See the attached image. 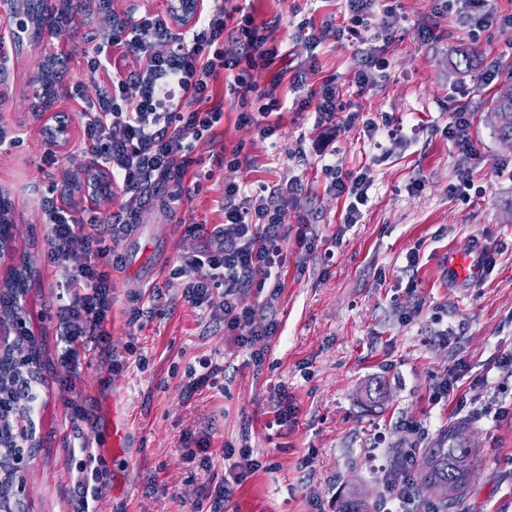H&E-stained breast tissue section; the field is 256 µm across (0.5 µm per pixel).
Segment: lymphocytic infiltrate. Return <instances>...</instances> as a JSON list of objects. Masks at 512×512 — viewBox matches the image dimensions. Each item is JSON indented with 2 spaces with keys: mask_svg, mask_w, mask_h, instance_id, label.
Returning a JSON list of instances; mask_svg holds the SVG:
<instances>
[{
  "mask_svg": "<svg viewBox=\"0 0 512 512\" xmlns=\"http://www.w3.org/2000/svg\"><path fill=\"white\" fill-rule=\"evenodd\" d=\"M228 38L237 45L235 54L224 52ZM116 46L137 61L129 75L112 68ZM281 53L271 26L256 23L240 6H227L223 0H215L187 31L173 32L166 13H148L132 29L117 25L106 30L96 47L85 52V74L96 86V99L83 112L84 135L93 157L104 161L127 199L123 210L104 224H83L73 211L51 202L44 208L46 258L64 271L57 295L60 365L77 366L94 349L111 355L106 324L112 280L104 263L111 242L127 228V209L156 207L175 213L186 177L201 181V173L191 170L192 154L197 143L215 142L224 117L222 105L213 101L219 80H226L229 95L244 106L243 122L259 124L281 110L274 88L253 80L255 70L270 67ZM316 71L313 65L302 68L289 81L292 88L307 90L301 109L329 119L342 110L343 102L331 81L308 88L307 79ZM369 187L365 172H337L331 188L349 200L346 223H357ZM284 195L279 186L248 191L238 183L227 184L224 223L214 229L213 244L183 256L179 268L186 278L185 301L195 309L221 311L225 330L240 331L239 348L257 362L276 326L258 323L255 310L239 299L246 288H264L283 265Z\"/></svg>",
  "mask_w": 512,
  "mask_h": 512,
  "instance_id": "lymphocytic-infiltrate-1",
  "label": "lymphocytic infiltrate"
}]
</instances>
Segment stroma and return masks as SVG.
<instances>
[{
  "instance_id": "stroma-1",
  "label": "stroma",
  "mask_w": 512,
  "mask_h": 512,
  "mask_svg": "<svg viewBox=\"0 0 512 512\" xmlns=\"http://www.w3.org/2000/svg\"><path fill=\"white\" fill-rule=\"evenodd\" d=\"M270 23L285 59L254 74L260 86L301 68L316 56L312 78L335 79L345 103L332 121L300 110L289 93L277 127L263 136L225 110L217 149L193 153L208 171L200 192L176 215L148 212L145 239H168L172 260L139 295L134 275L112 272V356L91 353L77 367L56 359L60 273L46 260L42 211L59 200L65 179L94 158L84 143L82 111L95 87L86 83L83 54L93 35L125 20L124 0L85 15L57 36L67 55L59 68L58 109L76 124L63 155L46 151L32 122L28 82L42 62L32 46L12 54L0 71V126L20 134L0 147V193L12 204L14 248L37 270L27 291V313L41 350L42 381L33 419L38 445L27 474L26 512H73L78 475L71 457L73 403L91 414L82 429L94 440L104 477L98 512H209L233 465L225 443L248 444L260 463L223 512H344L352 497L368 508L387 501L378 466L395 448L409 450L408 472L421 466L420 449L440 443L449 428L463 429L474 448L471 480L458 512H512V151L503 149L488 120L498 82L512 79V24L480 28L459 23L452 0H401L395 13L375 6L350 35L343 0H233ZM335 23L318 48L298 31L300 21ZM477 66L455 72L458 49ZM389 60L372 87L359 89L360 57ZM83 84L82 97L70 94ZM466 111L475 153L459 151L442 135ZM403 124V137L369 138L368 121ZM346 171L367 170L372 181L358 223L345 221L344 197L330 189L324 161ZM262 181L293 185L285 206L288 236L279 290L251 288L242 305L277 330L260 363L249 362L222 321L199 313L182 297L181 258L204 244L200 225L224 221V187ZM308 242L299 245L297 234ZM487 248L491 262L480 279L449 275V253ZM419 251L417 270L404 271ZM224 371L193 394L185 389L201 358ZM463 379L454 396L434 397L455 363ZM129 419L124 446L112 447V411ZM422 424L425 437L409 431ZM207 449L212 467L190 451Z\"/></svg>"
}]
</instances>
